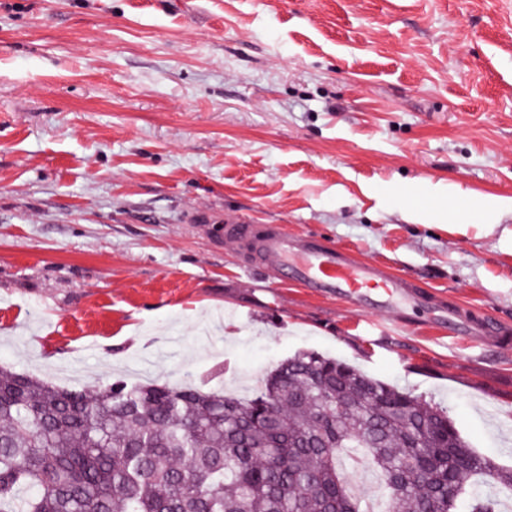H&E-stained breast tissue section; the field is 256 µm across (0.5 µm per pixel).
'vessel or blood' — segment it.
<instances>
[{"label": "vessel or blood", "mask_w": 512, "mask_h": 512, "mask_svg": "<svg viewBox=\"0 0 512 512\" xmlns=\"http://www.w3.org/2000/svg\"><path fill=\"white\" fill-rule=\"evenodd\" d=\"M224 242L241 250L249 263L261 265L311 293L342 298L361 310L390 311L421 299L411 284L381 266L317 238L290 237L279 224L230 220L224 226ZM437 312L449 334L474 343L503 338L492 317L471 325L447 307H438Z\"/></svg>", "instance_id": "b4317fda"}]
</instances>
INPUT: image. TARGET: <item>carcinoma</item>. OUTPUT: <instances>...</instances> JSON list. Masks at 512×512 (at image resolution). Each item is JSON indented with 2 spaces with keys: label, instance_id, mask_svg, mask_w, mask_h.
Returning <instances> with one entry per match:
<instances>
[{
  "label": "carcinoma",
  "instance_id": "obj_1",
  "mask_svg": "<svg viewBox=\"0 0 512 512\" xmlns=\"http://www.w3.org/2000/svg\"><path fill=\"white\" fill-rule=\"evenodd\" d=\"M375 471L383 512H500L512 468L446 411L314 351L239 399L117 381L53 385L0 365V512H368L340 465Z\"/></svg>",
  "mask_w": 512,
  "mask_h": 512
}]
</instances>
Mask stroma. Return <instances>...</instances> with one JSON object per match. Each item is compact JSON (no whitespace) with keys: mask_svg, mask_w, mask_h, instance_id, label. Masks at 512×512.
<instances>
[{"mask_svg":"<svg viewBox=\"0 0 512 512\" xmlns=\"http://www.w3.org/2000/svg\"><path fill=\"white\" fill-rule=\"evenodd\" d=\"M512 198V0H0V364L249 397L298 351L447 411L512 467V211L415 223L429 185ZM281 224L428 293L395 315L245 268ZM438 319L448 324V333L467 339L474 343H483L489 340L507 343L508 339L503 336L501 328L497 321L488 316L483 318L476 326L462 322L454 310H448L446 306H440L436 309Z\"/></svg>","mask_w":512,"mask_h":512,"instance_id":"obj_1","label":"stroma"}]
</instances>
